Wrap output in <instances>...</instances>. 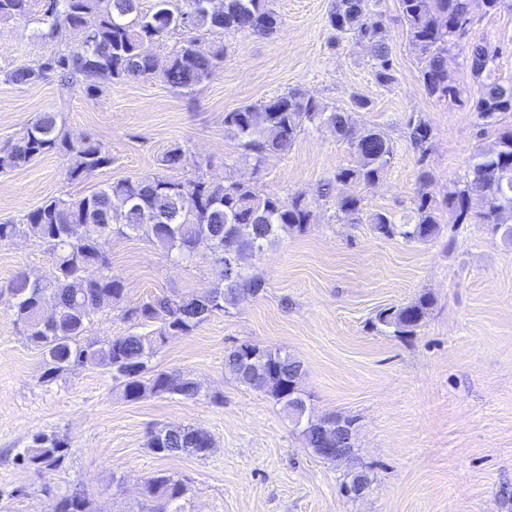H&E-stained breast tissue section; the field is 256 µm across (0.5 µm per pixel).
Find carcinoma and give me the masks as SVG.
<instances>
[{"label": "carcinoma", "mask_w": 512, "mask_h": 512, "mask_svg": "<svg viewBox=\"0 0 512 512\" xmlns=\"http://www.w3.org/2000/svg\"><path fill=\"white\" fill-rule=\"evenodd\" d=\"M141 0H0V25L21 18L36 21L43 36L54 40L63 28H82L84 42L53 50L32 63L0 72V80L27 86L53 78L63 89L80 86L97 97L112 84L128 79H156L173 88L192 91L209 79L224 62V45L207 52L197 42L219 32H249L267 36L279 23L270 0H223V12H212L207 0H154L149 10H131ZM377 0H334L330 26L341 36L371 43L375 79L385 85L394 80L389 37ZM473 0H398L409 40L422 61L421 78L426 93L438 98H456L457 89L448 71V52L455 39L472 23ZM175 40L166 65L156 68V59L143 51L146 42L162 47ZM493 56L487 47L470 48L471 73L479 85L474 102L480 132L494 126L499 114L512 112V83L492 77ZM307 125H326L345 141L358 159L353 168L323 182L319 193L328 197L335 184L347 181L373 183L393 155V144L377 131L360 126L351 111L327 107L300 90H292L261 104L224 113V131L238 141L247 154L261 162L269 154L288 152ZM412 145L427 154L431 129L422 118L409 120ZM51 152L70 156L67 179L77 181L108 166L112 157L105 145L84 136L75 139L61 112H42L11 145L0 148V172L13 171L32 159ZM479 200L475 211L473 200ZM454 222L472 219L495 227L512 216V130L498 133L495 146L479 149L472 156L470 177L449 198ZM344 219L361 222L357 198L337 199ZM313 214L299 196L283 198L262 194L233 176L222 182L201 176L178 181L164 175L128 177L108 183L77 198L50 197L29 210L19 223L0 224V243L19 235L49 246L53 274L40 284L24 272L9 283L10 312L27 340L44 356L42 379L51 381L77 368H97L112 373L124 397L140 401L170 396L193 400L200 384L181 373L158 372L151 366L154 355L170 336H186L218 312H228L239 299L257 295L264 282L249 274L247 264L265 247L284 235L302 233ZM374 234L428 242L439 234L440 225L420 196L417 221L395 224L376 212L366 217ZM145 238L169 254L191 258L190 249L200 237L213 241L209 254L217 271L214 286L203 294L156 295L136 306H125L126 288L112 276L106 245L114 237ZM98 270L87 282L84 271ZM432 300L427 295L392 306L377 314V321L398 336H413L425 323ZM118 309L134 330L101 340L88 335L95 317ZM257 359L245 367L239 351L224 355V366L235 382L261 392L281 405L309 448L319 458L336 462L338 457L320 451L323 424L332 417L302 418L295 399L304 392L290 388L303 374L302 363L279 348L253 344ZM160 456L186 453L208 456L215 443L199 427L186 426L167 433L158 430L147 442ZM69 446L54 433L41 432L16 455L27 468L41 473L58 468ZM188 489L168 473H156L144 481L143 512H183L181 501ZM49 512H93L86 493L49 490Z\"/></svg>", "instance_id": "cac0c4a2"}]
</instances>
